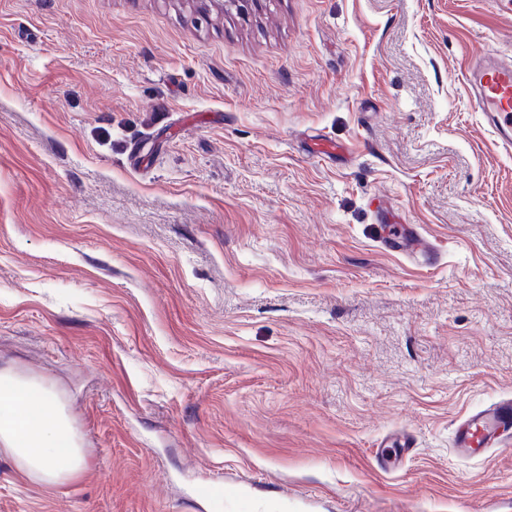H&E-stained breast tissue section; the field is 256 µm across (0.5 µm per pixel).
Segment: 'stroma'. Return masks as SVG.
Instances as JSON below:
<instances>
[{
    "mask_svg": "<svg viewBox=\"0 0 512 512\" xmlns=\"http://www.w3.org/2000/svg\"><path fill=\"white\" fill-rule=\"evenodd\" d=\"M488 47L512 0H0V368L91 462L1 458L0 512H512V445L452 448L512 397ZM416 232L410 225L403 227L402 230L392 232L385 238L388 245H399L405 253L412 254L414 257L421 254L422 251L416 248Z\"/></svg>",
    "mask_w": 512,
    "mask_h": 512,
    "instance_id": "stroma-1",
    "label": "stroma"
}]
</instances>
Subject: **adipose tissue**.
<instances>
[{
  "label": "adipose tissue",
  "mask_w": 512,
  "mask_h": 512,
  "mask_svg": "<svg viewBox=\"0 0 512 512\" xmlns=\"http://www.w3.org/2000/svg\"><path fill=\"white\" fill-rule=\"evenodd\" d=\"M29 481L65 486L89 466L88 451L56 396L41 382L0 372V458Z\"/></svg>",
  "instance_id": "adipose-tissue-1"
}]
</instances>
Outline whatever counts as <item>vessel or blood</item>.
Instances as JSON below:
<instances>
[{
    "mask_svg": "<svg viewBox=\"0 0 512 512\" xmlns=\"http://www.w3.org/2000/svg\"><path fill=\"white\" fill-rule=\"evenodd\" d=\"M466 80L472 89L475 111L488 121L495 141L512 150V62L492 49L471 61ZM512 441V397L498 400L484 410L468 415L455 431V446L466 456Z\"/></svg>",
    "mask_w": 512,
    "mask_h": 512,
    "instance_id": "1",
    "label": "vessel or blood"
}]
</instances>
